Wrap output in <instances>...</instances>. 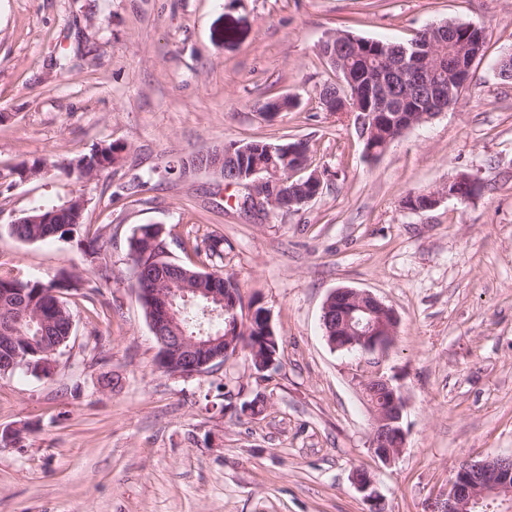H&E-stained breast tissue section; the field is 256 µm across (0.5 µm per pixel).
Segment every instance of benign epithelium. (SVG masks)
<instances>
[{"label":"benign epithelium","mask_w":512,"mask_h":512,"mask_svg":"<svg viewBox=\"0 0 512 512\" xmlns=\"http://www.w3.org/2000/svg\"><path fill=\"white\" fill-rule=\"evenodd\" d=\"M347 50L359 47L357 40L336 41L331 34L322 41L320 49L326 52L330 63L339 68L342 60L336 48ZM473 54L457 46L448 54V88L435 85L428 87L426 101L403 100L401 105H411L418 116L411 125L426 122L449 107L455 105L465 85L463 73L468 71ZM343 68V67H341ZM350 83H355L349 68H343ZM388 118L385 112H364L359 123L365 134H376L385 128ZM297 170L293 177L300 179L292 189H286L287 181L281 169L272 166H252L248 172H239L232 164L219 161L212 168L221 172L227 185H234L245 178L249 196L240 205L255 206L264 210L273 206H292L307 200L303 190L318 188L323 182L322 174L309 171L302 160L294 162ZM480 183L468 175H458L435 192L422 195L425 208L436 207L441 200L455 198L465 201L479 193ZM202 295L217 308L203 307L210 316H226L224 335L197 339L185 335L179 313L175 310L174 296L188 294ZM141 303L144 304L147 319L161 351L158 367L164 373L189 378L211 372L210 365L224 357H233L245 349L254 354L257 367L264 370L273 365L275 358L263 359L258 356L260 345L249 344L239 336L243 323L237 312L238 302L229 300L219 288H196L183 280L181 271L175 267L166 269L152 288L140 289ZM399 325L396 313L367 291L342 287L328 296L323 309L325 338L331 348L358 352L367 364L381 365L394 342ZM16 337L0 336V347L12 354L11 369L26 365L25 357L12 351ZM363 398L372 416L371 448L377 459L391 463L405 447L406 433L401 426L404 401L400 387L393 380L375 371L358 376ZM352 480L364 498L374 502L375 510L382 509L381 497L374 487L370 472L357 469ZM498 503L501 509H512V457H496L476 464L462 465L448 480V487L430 504L432 512H474L481 506Z\"/></svg>","instance_id":"benign-epithelium-1"}]
</instances>
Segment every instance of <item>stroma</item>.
<instances>
[{"instance_id":"stroma-1","label":"stroma","mask_w":512,"mask_h":512,"mask_svg":"<svg viewBox=\"0 0 512 512\" xmlns=\"http://www.w3.org/2000/svg\"><path fill=\"white\" fill-rule=\"evenodd\" d=\"M471 23L485 35L458 102L367 159L355 113L326 112L339 80L327 33L406 43L424 27ZM512 0H0V271L45 282L93 277L69 299L73 330L51 376L0 375V512H369L351 482L372 470L385 512H424L466 461L512 455ZM272 96L294 108L260 114ZM306 140L322 194L300 210L241 212L238 190L205 167L165 174L229 142ZM125 145L114 173L66 175L71 159ZM41 160L47 171L6 182ZM465 172L467 202L404 208ZM148 184L112 200L119 183ZM78 238L26 242L12 220L74 196ZM162 225L172 260L237 281L266 308L280 349L259 372L238 353L174 378L135 288L128 240ZM99 237L90 260L79 238ZM224 241L223 260L192 250ZM366 290L399 326L383 375L406 400V445L391 465L370 448L357 356L333 350L322 308ZM261 399L259 415L241 413Z\"/></svg>"}]
</instances>
